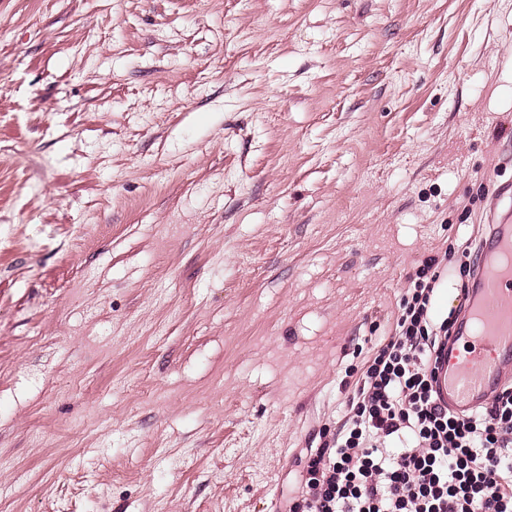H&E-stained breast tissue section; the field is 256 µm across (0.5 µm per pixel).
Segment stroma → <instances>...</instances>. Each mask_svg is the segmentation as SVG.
I'll use <instances>...</instances> for the list:
<instances>
[{
	"label": "stroma",
	"mask_w": 512,
	"mask_h": 512,
	"mask_svg": "<svg viewBox=\"0 0 512 512\" xmlns=\"http://www.w3.org/2000/svg\"><path fill=\"white\" fill-rule=\"evenodd\" d=\"M501 186L512 0H0V512H281Z\"/></svg>",
	"instance_id": "obj_1"
}]
</instances>
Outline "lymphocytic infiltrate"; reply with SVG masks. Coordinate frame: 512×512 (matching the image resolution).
<instances>
[{
  "mask_svg": "<svg viewBox=\"0 0 512 512\" xmlns=\"http://www.w3.org/2000/svg\"><path fill=\"white\" fill-rule=\"evenodd\" d=\"M442 261L422 260L395 330L354 384L341 431L307 453L288 512H512V389L461 418L435 390L455 315L434 322Z\"/></svg>",
  "mask_w": 512,
  "mask_h": 512,
  "instance_id": "lymphocytic-infiltrate-1",
  "label": "lymphocytic infiltrate"
}]
</instances>
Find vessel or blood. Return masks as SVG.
Masks as SVG:
<instances>
[{
  "instance_id": "vessel-or-blood-1",
  "label": "vessel or blood",
  "mask_w": 512,
  "mask_h": 512,
  "mask_svg": "<svg viewBox=\"0 0 512 512\" xmlns=\"http://www.w3.org/2000/svg\"><path fill=\"white\" fill-rule=\"evenodd\" d=\"M480 247L484 260L439 374L440 401L459 416L512 373V223L489 221Z\"/></svg>"
}]
</instances>
